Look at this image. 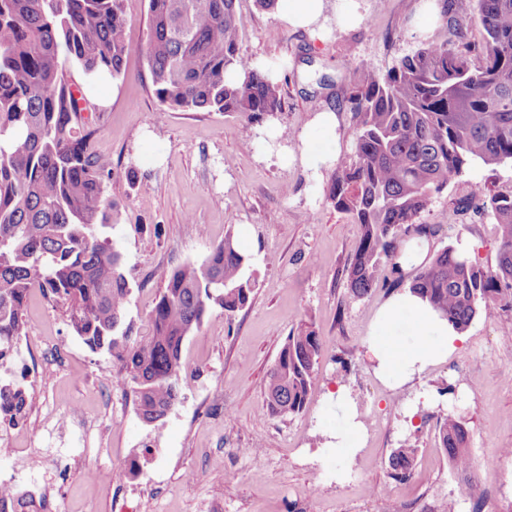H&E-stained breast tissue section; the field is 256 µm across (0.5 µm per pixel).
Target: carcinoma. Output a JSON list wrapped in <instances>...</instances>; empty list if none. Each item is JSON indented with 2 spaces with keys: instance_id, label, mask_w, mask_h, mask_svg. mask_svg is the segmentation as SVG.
Listing matches in <instances>:
<instances>
[{
  "instance_id": "obj_1",
  "label": "carcinoma",
  "mask_w": 512,
  "mask_h": 512,
  "mask_svg": "<svg viewBox=\"0 0 512 512\" xmlns=\"http://www.w3.org/2000/svg\"><path fill=\"white\" fill-rule=\"evenodd\" d=\"M236 0H149L145 59L153 91L170 110L234 113L241 138L281 110L278 86L240 50ZM455 15L485 32L475 49L457 24L444 42H425L382 72L361 63L348 102L356 126L353 156L340 161L328 198L361 226L347 275L355 297L377 284L384 259L434 199L465 170L512 163V0H454ZM123 0H0V360L25 333L23 308L37 287L66 308L72 331L121 364L138 416L157 425L180 399L181 348L208 311L229 316L256 287L234 235L201 262L167 275L147 335L131 341L124 322L131 291L124 257L103 229L117 205L106 193L112 162L90 152L97 126L83 115L84 81L121 76L128 52ZM244 74L241 83L228 78ZM470 204L498 225L496 264L484 267L446 247L418 268L411 287L460 331L482 309L512 308V190L475 188ZM322 341L307 321L287 337L265 386L273 415L301 412L314 381ZM25 392L0 386V423L26 415ZM450 465L474 468L470 432L449 413L438 425ZM417 448L403 442L390 457V477L408 479ZM481 512L479 479L466 485ZM0 512H40L33 496L0 489Z\"/></svg>"
}]
</instances>
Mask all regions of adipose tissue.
Listing matches in <instances>:
<instances>
[{
    "instance_id": "adipose-tissue-1",
    "label": "adipose tissue",
    "mask_w": 512,
    "mask_h": 512,
    "mask_svg": "<svg viewBox=\"0 0 512 512\" xmlns=\"http://www.w3.org/2000/svg\"><path fill=\"white\" fill-rule=\"evenodd\" d=\"M323 8L324 0H280L282 19L320 40L325 37L319 23ZM336 126L334 111L315 115L308 133L311 145L305 153L310 169L316 171L335 161ZM464 341L454 325L406 288L380 306L363 345L376 378L396 393L428 367L446 362ZM336 407L342 416L324 446L329 454L348 457L362 447L366 427L344 388L336 390Z\"/></svg>"
}]
</instances>
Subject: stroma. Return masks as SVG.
<instances>
[{"mask_svg":"<svg viewBox=\"0 0 512 512\" xmlns=\"http://www.w3.org/2000/svg\"><path fill=\"white\" fill-rule=\"evenodd\" d=\"M359 2L360 24L344 28L337 0H326L320 41L289 27L278 10L236 0L242 53L281 73L272 151L259 136L244 143L235 114L171 112L157 121L143 56L148 0H124V71L88 92L87 106L100 115L93 148L112 161L106 190L119 217L105 234L123 252L132 285L125 320L133 337L146 335L168 272L202 261L244 225L257 286L245 308L230 317L213 309L184 341L181 400L159 426L144 423L131 390L112 383L111 357L91 350L65 310L32 290L22 343L0 361V384L23 387L31 400L23 422L0 425V479L39 478L38 494L56 512H384L389 501L396 512H472L466 477L436 438L439 418L452 409L468 423L472 457L496 461L480 476L482 512H512V309L481 311L459 352L393 395L374 376L363 340L378 307L414 276L388 269L367 295L351 294L347 271L361 228L328 198L334 167L314 175L303 162L302 133L327 108L339 120V157L353 155L347 99L363 61L388 69L422 42L447 40L455 20L442 16L421 34L420 0ZM103 95L109 105H100ZM281 151L290 161L278 159ZM477 185L511 188L512 165L470 168L420 221L438 227L431 252L465 239L475 261L491 266L498 226L463 204ZM297 319L314 324L323 348L304 410L275 417L265 385ZM457 381L466 395L441 396ZM340 385L365 419L366 437L355 456L336 459L321 433L339 421L331 394ZM407 440L418 448L416 472L397 482L389 456ZM61 454L71 463L65 472L55 469ZM124 462L134 473L123 484L113 472ZM315 485L321 493L313 499Z\"/></svg>","mask_w":512,"mask_h":512,"instance_id":"stroma-1","label":"stroma"}]
</instances>
